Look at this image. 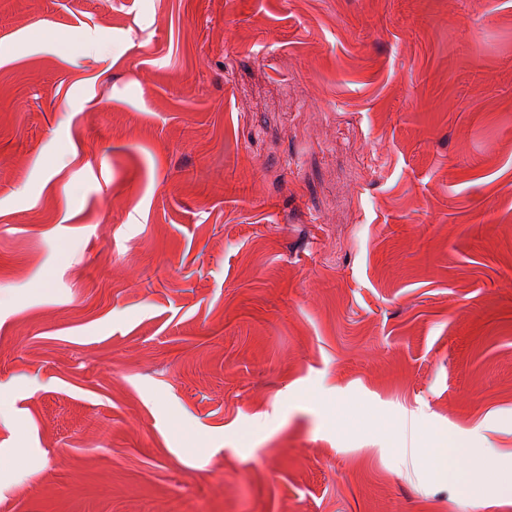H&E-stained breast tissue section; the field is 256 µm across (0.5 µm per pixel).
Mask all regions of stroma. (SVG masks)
Masks as SVG:
<instances>
[{
    "label": "stroma",
    "mask_w": 512,
    "mask_h": 512,
    "mask_svg": "<svg viewBox=\"0 0 512 512\" xmlns=\"http://www.w3.org/2000/svg\"><path fill=\"white\" fill-rule=\"evenodd\" d=\"M1 400L0 512H512V0H0ZM471 448L468 440L464 438L448 437L438 448H429L430 455L438 462L448 460V478L459 483L470 496L482 493L481 484L465 470H461L456 463L465 459Z\"/></svg>",
    "instance_id": "stroma-1"
}]
</instances>
